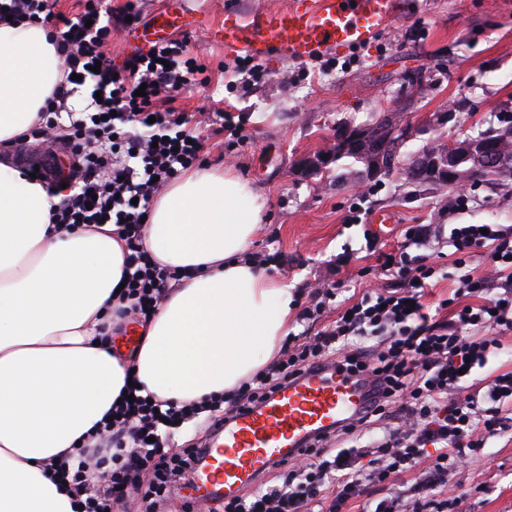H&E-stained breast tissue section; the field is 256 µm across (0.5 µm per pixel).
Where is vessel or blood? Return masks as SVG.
Segmentation results:
<instances>
[{
	"label": "vessel or blood",
	"mask_w": 512,
	"mask_h": 512,
	"mask_svg": "<svg viewBox=\"0 0 512 512\" xmlns=\"http://www.w3.org/2000/svg\"><path fill=\"white\" fill-rule=\"evenodd\" d=\"M399 0H290L287 7L245 15L224 13L206 30L208 41L258 60L313 61L327 52L369 44L389 29ZM188 8L158 14L142 30L129 34L134 46L147 47L170 32L192 27ZM363 391L355 378L332 370L307 375L258 408L225 424L201 464L193 470L190 494L208 499L233 498L273 462L296 452L315 432L357 413Z\"/></svg>",
	"instance_id": "1"
}]
</instances>
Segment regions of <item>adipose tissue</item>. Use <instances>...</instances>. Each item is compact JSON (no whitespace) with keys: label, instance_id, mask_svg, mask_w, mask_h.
<instances>
[{"label":"adipose tissue","instance_id":"adipose-tissue-1","mask_svg":"<svg viewBox=\"0 0 512 512\" xmlns=\"http://www.w3.org/2000/svg\"><path fill=\"white\" fill-rule=\"evenodd\" d=\"M62 79L48 28L0 26V143L37 122ZM62 194L0 162V512H73L53 467L74 454L128 378L182 405L230 394L269 366L297 307L257 266L265 202L234 168L185 172L155 201L143 244L176 270L130 355L111 348L125 244L51 215Z\"/></svg>","mask_w":512,"mask_h":512}]
</instances>
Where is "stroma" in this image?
I'll return each mask as SVG.
<instances>
[{
  "instance_id": "1",
  "label": "stroma",
  "mask_w": 512,
  "mask_h": 512,
  "mask_svg": "<svg viewBox=\"0 0 512 512\" xmlns=\"http://www.w3.org/2000/svg\"><path fill=\"white\" fill-rule=\"evenodd\" d=\"M189 50L208 62L211 80L182 92L174 106L235 116V134L213 137L204 163L234 167L264 197L267 219L253 248L273 255V273L294 286L300 302L310 303L318 287L344 299L356 286H377L374 277L357 281L356 272L375 265V251L394 248L403 225L439 226L426 248L431 256L447 251L449 225H512L510 181L483 178L471 185L465 209L452 214L455 186L411 181L402 169L370 178L348 157L323 172L305 165L330 149L337 127L385 114L412 127L403 165L448 138L498 127L499 112L512 108V0H405L394 25L369 46L307 63L269 61L255 81L232 80L235 56L199 36H191ZM418 71L425 80L415 88L407 77ZM449 108L456 114L447 125H425ZM238 136L243 144H235ZM377 213L394 219L388 239L370 235ZM448 486L465 495L448 512H512V431L450 469Z\"/></svg>"
}]
</instances>
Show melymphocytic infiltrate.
<instances>
[{
  "mask_svg": "<svg viewBox=\"0 0 512 512\" xmlns=\"http://www.w3.org/2000/svg\"><path fill=\"white\" fill-rule=\"evenodd\" d=\"M56 5L0 0V23L10 17L52 21L64 64L57 98L69 95L75 74L100 97L90 100L84 117L67 124L48 105L23 139L71 157L68 183L74 191L61 200L55 219L66 227L115 225L127 251L115 314L145 320L175 274L145 249L142 218L172 181L204 160V138L174 102L186 87L209 82V65L189 53L184 37L112 58L113 25L141 18L135 0L117 13L103 0H76L67 14ZM401 237L378 257L383 284L341 302L332 290L316 289L300 319L313 322L332 311V323L312 336L286 338L275 361L231 397L176 407L131 387V399L113 406L94 445L78 448L55 470L77 496L79 512H121L133 499L167 497L203 454L195 446L168 453L185 422L203 415L221 426L301 374L327 369L361 380L364 403L357 415L316 436L294 460L273 465L253 487L224 501L223 512H310L314 506L341 512L364 493L406 476L412 479L406 495L369 501L368 512H447L437 485L449 465L465 462L488 439L512 429V370L493 375L483 391L468 383L500 349L502 337L512 334V226L452 225L448 263L463 277L453 295L433 307L425 298L439 268L420 252L430 242V227L406 225ZM478 249L486 251L488 264L474 273L467 261ZM434 307L441 318L431 315Z\"/></svg>",
  "mask_w": 512,
  "mask_h": 512,
  "instance_id": "lymphocytic-infiltrate-1",
  "label": "lymphocytic infiltrate"
}]
</instances>
